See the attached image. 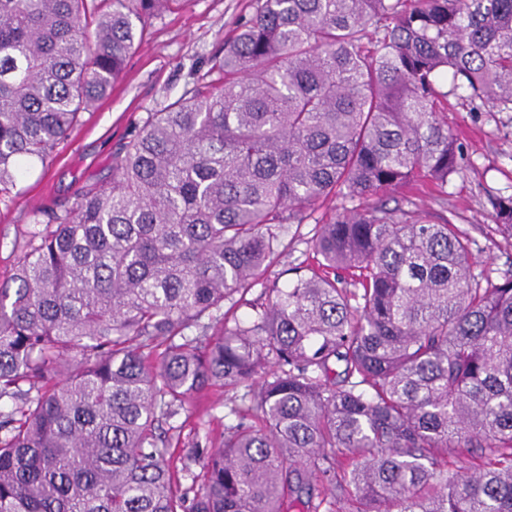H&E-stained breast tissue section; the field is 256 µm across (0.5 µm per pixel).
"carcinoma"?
Wrapping results in <instances>:
<instances>
[{"label":"carcinoma","mask_w":512,"mask_h":512,"mask_svg":"<svg viewBox=\"0 0 512 512\" xmlns=\"http://www.w3.org/2000/svg\"><path fill=\"white\" fill-rule=\"evenodd\" d=\"M185 2L0 0L1 202ZM215 68L0 283V512H512V276L374 201L460 172L448 95L512 112V0H258ZM216 385L237 423L183 489L157 430ZM314 225L315 224H302L299 227L297 237L288 248V252H286L280 258L279 262L268 272L267 279L269 285L273 282L279 287L286 285L288 280L293 276L291 271L286 270L291 267H295L308 256H312L310 244L307 242L311 239L314 233Z\"/></svg>","instance_id":"cac0c4a2"}]
</instances>
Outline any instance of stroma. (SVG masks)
I'll return each instance as SVG.
<instances>
[{"instance_id":"obj_1","label":"stroma","mask_w":512,"mask_h":512,"mask_svg":"<svg viewBox=\"0 0 512 512\" xmlns=\"http://www.w3.org/2000/svg\"><path fill=\"white\" fill-rule=\"evenodd\" d=\"M255 0H188L187 4L146 19L141 37L129 55L110 95L57 145L46 163H33L10 205L0 204V282L14 272L33 222L34 209L71 205L82 187L108 182L112 158L147 113L157 112L191 89L212 66L226 37L250 18ZM448 129L463 155L461 170L446 188L428 184L422 190L384 193L388 207L413 200L420 215L431 221L447 218L474 239L475 269L512 274V239L488 236L490 201L512 195V112H500L449 96L444 104ZM221 389L194 398L170 422L168 464L190 465L194 449L214 450L228 420Z\"/></svg>"}]
</instances>
